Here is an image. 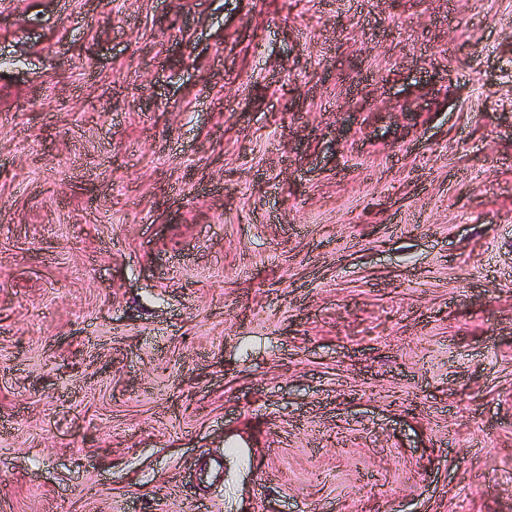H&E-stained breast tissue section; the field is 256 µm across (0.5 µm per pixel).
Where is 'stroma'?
<instances>
[{
    "instance_id": "stroma-1",
    "label": "stroma",
    "mask_w": 512,
    "mask_h": 512,
    "mask_svg": "<svg viewBox=\"0 0 512 512\" xmlns=\"http://www.w3.org/2000/svg\"><path fill=\"white\" fill-rule=\"evenodd\" d=\"M0 512H512V0H0Z\"/></svg>"
}]
</instances>
